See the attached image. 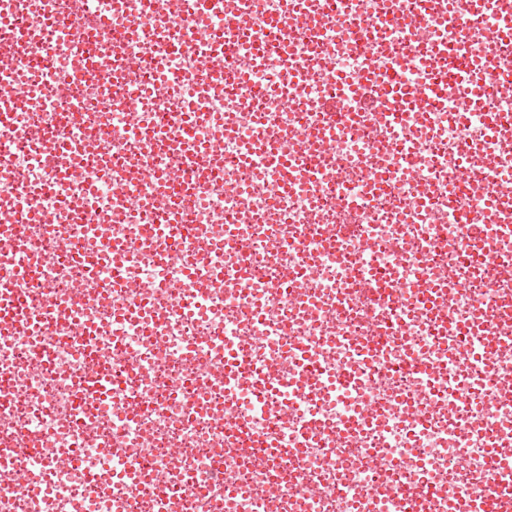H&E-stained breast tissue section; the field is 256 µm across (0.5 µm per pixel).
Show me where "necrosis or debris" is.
<instances>
[{"label":"necrosis or debris","instance_id":"necrosis-or-debris-1","mask_svg":"<svg viewBox=\"0 0 512 512\" xmlns=\"http://www.w3.org/2000/svg\"><path fill=\"white\" fill-rule=\"evenodd\" d=\"M510 10L224 0L264 54L227 90L199 59L224 25L194 0H84L86 35L62 44L36 0H0V77L35 89L0 126V224H24L31 273L0 243V280L25 316L67 309L36 335L0 330V512H153L159 473L164 512H256L268 489L276 512L494 497L486 458L512 454V239L485 187L512 175V42L494 38ZM26 28L44 32L35 65L15 46ZM466 47L493 59L468 107L450 93L419 110L411 89ZM195 98L197 144L221 138L222 156L171 180L181 145L134 137L124 104L175 128ZM59 129L77 151L40 150ZM276 149L297 164L264 173ZM97 372L111 396L87 386Z\"/></svg>","mask_w":512,"mask_h":512}]
</instances>
